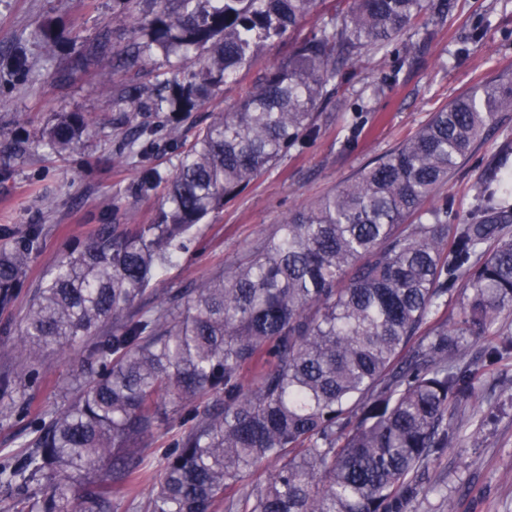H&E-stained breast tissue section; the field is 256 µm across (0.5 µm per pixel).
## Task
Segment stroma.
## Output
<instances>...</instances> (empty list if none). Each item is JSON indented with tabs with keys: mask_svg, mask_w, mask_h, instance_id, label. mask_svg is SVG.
<instances>
[{
	"mask_svg": "<svg viewBox=\"0 0 512 512\" xmlns=\"http://www.w3.org/2000/svg\"><path fill=\"white\" fill-rule=\"evenodd\" d=\"M53 22L54 44L35 40ZM139 26L123 0H0V57L23 51L28 71L0 66V243L20 241L31 224L42 227L37 250L9 306L0 308V369L17 361V329L34 291L63 256L105 225L153 223L164 187L141 191L144 170L175 173L184 151L213 113L229 110L257 77L239 72L213 98L175 116L134 111L117 100L134 80L151 84L175 74L174 60L154 54L144 67L116 69V55ZM512 76V0H451L433 42L401 39L393 52L345 66L322 110L318 137L291 149L251 186L211 212L191 232L174 263L152 283L144 302L161 306L191 284L231 268L289 212L332 192L368 160L413 135L453 97L493 77ZM65 112L92 121L73 148L57 151L42 135ZM372 118L345 145L354 113ZM137 139L138 152L127 143ZM512 146V112L504 111L469 160L444 186L462 217L488 159ZM71 360L50 354L26 383L8 415H0V449L18 451L44 411L59 409L72 378ZM479 407L458 417L463 442L447 449L427 473V495L409 512H512V355L489 367Z\"/></svg>",
	"mask_w": 512,
	"mask_h": 512,
	"instance_id": "obj_1",
	"label": "stroma"
}]
</instances>
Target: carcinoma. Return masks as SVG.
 I'll list each match as a JSON object with an SVG mask.
<instances>
[{
    "instance_id": "obj_1",
    "label": "carcinoma",
    "mask_w": 512,
    "mask_h": 512,
    "mask_svg": "<svg viewBox=\"0 0 512 512\" xmlns=\"http://www.w3.org/2000/svg\"><path fill=\"white\" fill-rule=\"evenodd\" d=\"M127 68L159 52L149 112H191L323 0H150ZM448 0H336L335 13L267 65L181 158L152 224L106 228L59 260L0 370L15 403L47 353L89 343L67 407L50 410L0 484L3 512H114L112 495L150 484L136 512H407L422 469L459 440L458 407L512 353V149L495 154L475 207L451 224L441 193L505 110L512 78L463 93L335 191L288 214L245 262L152 312L133 310L191 230L321 130L341 67L394 42L429 40ZM88 128L65 114L44 133L67 149ZM41 234L0 246L8 306ZM461 294L460 307L448 299ZM446 309L442 316L440 309ZM112 326L100 337L101 328ZM483 346L465 363L464 342ZM265 366L257 380L246 371ZM182 411L170 422L167 405ZM170 439L148 451L161 427ZM277 462L264 483L244 479Z\"/></svg>"
}]
</instances>
